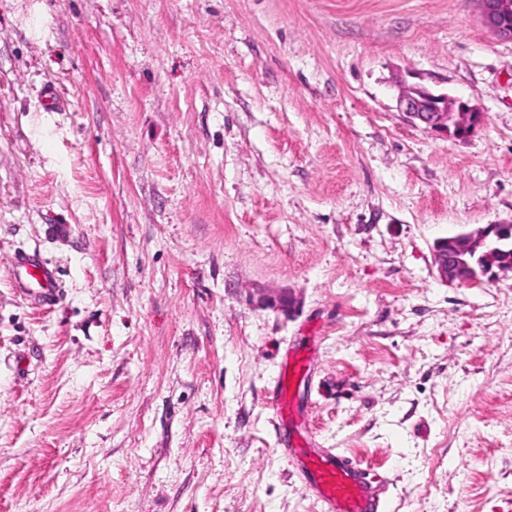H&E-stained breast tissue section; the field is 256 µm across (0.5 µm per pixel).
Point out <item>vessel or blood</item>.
<instances>
[{
  "label": "vessel or blood",
  "instance_id": "obj_1",
  "mask_svg": "<svg viewBox=\"0 0 512 512\" xmlns=\"http://www.w3.org/2000/svg\"><path fill=\"white\" fill-rule=\"evenodd\" d=\"M11 266L16 287L31 303L40 307L54 305L60 296V282L55 268L40 254L19 251ZM301 370V361L290 358L269 397V406L280 420L288 418V390ZM282 444L296 463L298 478L321 503L323 512H386L391 478L370 481L365 467L356 459L324 448L299 447L288 433Z\"/></svg>",
  "mask_w": 512,
  "mask_h": 512
}]
</instances>
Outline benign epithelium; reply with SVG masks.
<instances>
[{
  "mask_svg": "<svg viewBox=\"0 0 512 512\" xmlns=\"http://www.w3.org/2000/svg\"><path fill=\"white\" fill-rule=\"evenodd\" d=\"M484 24L500 38L512 37V0H480ZM398 106L408 117L425 124L433 132L464 139L483 122L481 111L461 98L446 93H435L425 87L404 85L398 97ZM489 237L484 227L474 235L454 236L438 241L434 247V261L441 279L453 280V274L463 271L462 257L475 252ZM256 305L288 311L295 306L286 292L262 293Z\"/></svg>",
  "mask_w": 512,
  "mask_h": 512,
  "instance_id": "obj_1",
  "label": "benign epithelium"
}]
</instances>
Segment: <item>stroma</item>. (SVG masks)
I'll use <instances>...</instances> for the list:
<instances>
[{
	"mask_svg": "<svg viewBox=\"0 0 512 512\" xmlns=\"http://www.w3.org/2000/svg\"><path fill=\"white\" fill-rule=\"evenodd\" d=\"M403 81L484 123L426 129ZM510 219L479 0H0V512H322L267 403L306 336L302 421L388 512H512V275L434 264ZM11 266L15 286L31 303L54 305L60 296V282L55 268L40 254L21 250L14 254Z\"/></svg>",
	"mask_w": 512,
	"mask_h": 512,
	"instance_id": "stroma-1",
	"label": "stroma"
}]
</instances>
